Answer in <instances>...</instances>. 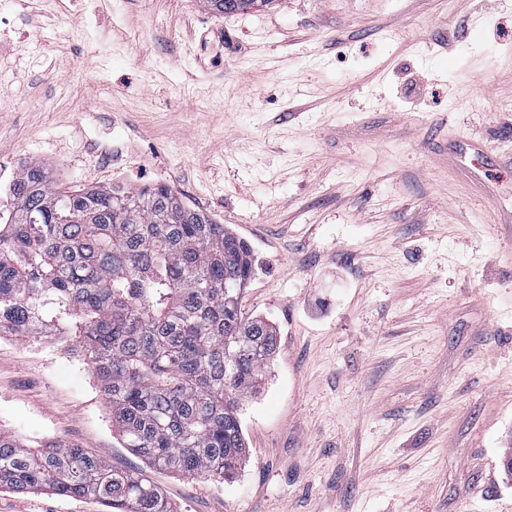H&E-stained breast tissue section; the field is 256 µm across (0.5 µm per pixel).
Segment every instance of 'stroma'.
<instances>
[{
    "label": "stroma",
    "mask_w": 512,
    "mask_h": 512,
    "mask_svg": "<svg viewBox=\"0 0 512 512\" xmlns=\"http://www.w3.org/2000/svg\"><path fill=\"white\" fill-rule=\"evenodd\" d=\"M30 163L251 247L278 349L233 479L151 472L176 512H512V0H0V184ZM0 430L146 468L76 336H0ZM269 2L270 0H200L205 9L219 14L245 12Z\"/></svg>",
    "instance_id": "obj_1"
}]
</instances>
